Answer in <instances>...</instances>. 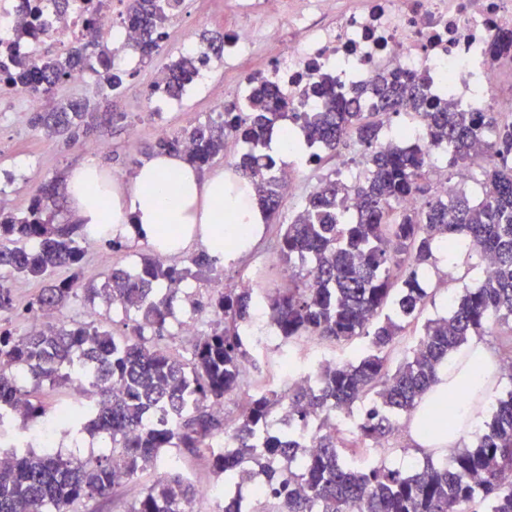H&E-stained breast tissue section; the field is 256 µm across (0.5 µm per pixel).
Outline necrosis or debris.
<instances>
[{
	"mask_svg": "<svg viewBox=\"0 0 512 512\" xmlns=\"http://www.w3.org/2000/svg\"><path fill=\"white\" fill-rule=\"evenodd\" d=\"M224 27V63L242 64L256 37L267 45L256 79L274 80L295 111L316 99L301 91L323 75L338 88L367 83L379 72L427 77L435 98L452 97L464 111L512 108V0H232ZM113 0H0V42L36 56L39 42L16 39L38 11L44 38L75 48L91 9L111 14ZM293 37L282 39L281 26Z\"/></svg>",
	"mask_w": 512,
	"mask_h": 512,
	"instance_id": "necrosis-or-debris-1",
	"label": "necrosis or debris"
}]
</instances>
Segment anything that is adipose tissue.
<instances>
[{
    "label": "adipose tissue",
    "mask_w": 512,
    "mask_h": 512,
    "mask_svg": "<svg viewBox=\"0 0 512 512\" xmlns=\"http://www.w3.org/2000/svg\"><path fill=\"white\" fill-rule=\"evenodd\" d=\"M64 189L74 221L86 232L120 240L136 235L153 247L158 225L165 224L174 236L172 254L198 245L223 256L224 241L237 225H249L255 233L264 223L238 178L202 173L177 153L152 154L129 182L112 176L102 163H88L68 173Z\"/></svg>",
    "instance_id": "ef3b65f1"
}]
</instances>
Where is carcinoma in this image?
Listing matches in <instances>:
<instances>
[{"mask_svg":"<svg viewBox=\"0 0 512 512\" xmlns=\"http://www.w3.org/2000/svg\"><path fill=\"white\" fill-rule=\"evenodd\" d=\"M183 0H131L126 16L137 39L128 45L143 57L160 47L162 29ZM110 27L103 16L88 22L85 41L64 57L45 61L0 53V83L21 91H51L70 79L71 70L95 65L106 77L89 85V96L50 112H36L31 125L48 135L69 133L76 143L101 125L90 97L117 92L123 78L114 72L107 45ZM198 72L186 56L166 65L152 93L180 97ZM373 96V111L359 110L357 100L336 92L325 77L304 95L322 99L316 112L286 113L288 104L271 82L254 88L247 112H222L158 139L156 151L182 153L202 168L224 156L229 139L250 146L234 163L235 174L248 179L268 222L277 226L272 247L287 264L299 263L292 286L266 296L282 343L317 337L336 343L370 338V347L352 361H327L309 384L281 390L246 392L252 356L245 329L255 292L235 288L204 303L191 302L195 313L211 315L209 331L196 334L186 356L149 345L175 324V303L191 280L221 274L219 259L202 249L171 264L155 253L130 269L114 267L103 287L80 280L82 226L55 221L49 205L61 197L56 179L40 186L23 216L0 207V268L22 277L49 281L41 289L34 316H54L14 335L0 328V426L14 416L23 426L50 413L36 393L47 383L72 387L85 397L80 417L68 409L70 427L110 440L108 452L78 457L60 450L14 447L0 462V512H70L81 498L102 497L116 486L154 466L163 452L208 448L216 473L224 475V505L219 512H243L241 487L261 474L267 495L260 512H512V393L499 399L488 432L476 447L449 448L451 465L425 457L410 473L386 465V448L398 431L391 416L415 413L439 374L472 336L494 335L503 364L512 365V112H460L435 103L425 79L400 80L380 75L357 89ZM424 113L425 143L411 148L378 150L380 131L390 116ZM292 120L308 140L337 156L361 151L364 177L351 182L339 170L320 179L295 214L281 212L284 186L278 161L258 149L272 133ZM448 159V168L477 166L474 179L485 188L479 199L455 189L417 209L409 197L430 194V156ZM357 200L350 215L348 203ZM489 261L493 273L465 288L444 316L427 319L404 359L391 367L390 354L403 317L420 311L428 297L419 270L435 263V249L460 242ZM59 267L69 278L50 280ZM84 295L102 296L134 311L127 336L117 337L94 322L69 320L63 309ZM448 390L446 404L423 418L421 429L453 434L455 408L483 391ZM243 392L246 399L233 421L214 410L224 399ZM372 401L356 433L336 426V414ZM281 428L272 433L270 421ZM312 418L313 448L302 436ZM228 436L232 447L214 440ZM199 496L194 483L169 472L146 488L127 512H189Z\"/></svg>","mask_w":512,"mask_h":512,"instance_id":"1","label":"carcinoma"}]
</instances>
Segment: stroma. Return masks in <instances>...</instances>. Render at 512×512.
I'll list each match as a JSON object with an SVG mask.
<instances>
[{
    "label": "stroma",
    "instance_id": "obj_1",
    "mask_svg": "<svg viewBox=\"0 0 512 512\" xmlns=\"http://www.w3.org/2000/svg\"><path fill=\"white\" fill-rule=\"evenodd\" d=\"M225 0H185L181 11L165 28V37L158 54L140 60L131 77L126 78L120 94L93 101L99 112H122L125 120L103 124L90 138L97 151H89V144L70 145L63 138L46 135L34 129L27 117L30 113L28 96L0 85V189L10 200L11 209L24 213L35 189L53 178H64L73 167L96 160L105 162L113 175L131 179L139 161L147 158L150 145L157 140L158 124H166L169 131L206 120L223 111L228 100L224 87L242 82L245 68H225L223 61L211 60L199 79L187 90L183 99L163 113H156L148 98L149 89L164 64L182 56L189 41L199 40L202 33L224 29ZM270 232L261 233L252 249L236 263L224 266V277L219 281H195L190 286L192 298L207 300L224 290L239 286L241 281L258 278L261 294L275 293L288 287L290 271L279 257L266 246ZM84 260L83 284L101 285L110 266H127L140 255L150 253L147 244L140 243L121 249L112 248L108 239L85 236L82 241ZM430 296L421 320L407 323L395 355L403 357L415 341L422 319L446 314L454 294L463 288L476 287L482 276L474 253L461 249L455 252L447 265L425 272ZM14 308L0 311V326L16 331L26 330L32 323L29 307L38 295L40 282L15 278L11 281ZM67 318L95 322L115 335L125 332V316L103 302L87 303L76 300L64 310ZM367 347L366 339L359 338L338 344L329 340L309 339L307 348L298 355L297 367L305 375L316 374L321 359L354 361ZM167 470L165 463L148 468L106 496L84 498L76 502L73 512H126L130 503L139 498Z\"/></svg>",
    "mask_w": 512,
    "mask_h": 512
}]
</instances>
